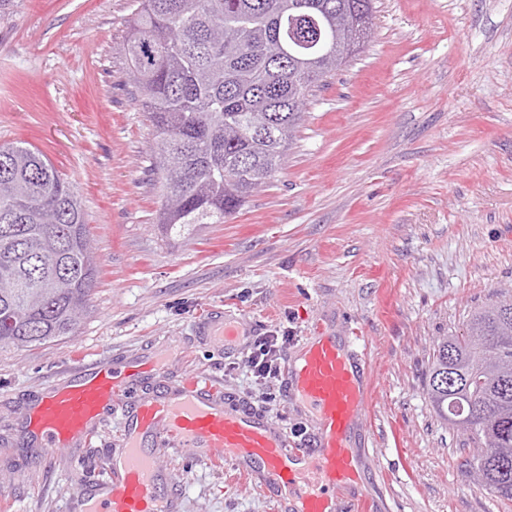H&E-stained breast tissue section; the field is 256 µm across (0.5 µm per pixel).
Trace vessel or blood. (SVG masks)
<instances>
[{"label":"vessel or blood","mask_w":512,"mask_h":512,"mask_svg":"<svg viewBox=\"0 0 512 512\" xmlns=\"http://www.w3.org/2000/svg\"><path fill=\"white\" fill-rule=\"evenodd\" d=\"M206 342L232 345L240 331L204 315ZM164 357L115 363L105 356L76 362L27 410L35 442L46 452L90 442L99 422L121 413V442L109 475L91 494H78L74 512H178L171 475L152 451L162 444L188 448L220 464L231 460L240 476L276 499V512H340L339 500L356 488L369 461L353 446L368 408L370 383L356 355L332 336L306 340L285 367L290 402L313 415L314 448L291 446L285 432L249 410L231 405L211 375L185 374L176 385L138 394L136 383L158 376Z\"/></svg>","instance_id":"vessel-or-blood-1"}]
</instances>
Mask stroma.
<instances>
[{
	"mask_svg": "<svg viewBox=\"0 0 512 512\" xmlns=\"http://www.w3.org/2000/svg\"><path fill=\"white\" fill-rule=\"evenodd\" d=\"M372 34L304 106L270 184L191 239L156 223V132L122 52L134 0H0V142L42 153L77 188L99 274L76 336L0 348V512H69L106 479L118 418L91 443L42 458L23 417L73 364L170 349L147 393L200 369L225 399L311 447V415L235 365L243 342L197 339L208 310L248 337L356 336L375 384L356 438L373 465L361 491L381 512H512L469 485L461 441L423 388L442 336L512 287V0H375ZM180 512H274L271 495L191 451L159 447Z\"/></svg>",
	"mask_w": 512,
	"mask_h": 512,
	"instance_id": "1",
	"label": "stroma"
}]
</instances>
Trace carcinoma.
I'll list each match as a JSON object with an SVG mask.
<instances>
[{
    "label": "carcinoma",
    "mask_w": 512,
    "mask_h": 512,
    "mask_svg": "<svg viewBox=\"0 0 512 512\" xmlns=\"http://www.w3.org/2000/svg\"><path fill=\"white\" fill-rule=\"evenodd\" d=\"M374 0H135L124 51L158 134L157 223L222 224L274 178L311 92L354 57L310 21L372 22ZM76 187L38 151L0 144V347L75 332L98 274ZM425 392L462 438L458 468L512 503V296L475 307L433 349Z\"/></svg>",
    "instance_id": "1"
}]
</instances>
